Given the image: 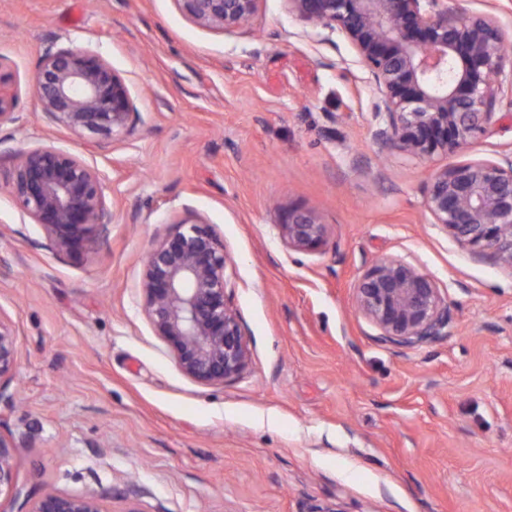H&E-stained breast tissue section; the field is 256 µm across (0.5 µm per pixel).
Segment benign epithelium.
<instances>
[{
  "label": "benign epithelium",
  "mask_w": 512,
  "mask_h": 512,
  "mask_svg": "<svg viewBox=\"0 0 512 512\" xmlns=\"http://www.w3.org/2000/svg\"><path fill=\"white\" fill-rule=\"evenodd\" d=\"M200 27L245 32L260 0H177ZM288 13L341 36L366 74L381 149L429 159L463 152L492 132L497 110L512 109V51L491 13L448 8V0H285ZM0 73V125L14 121L15 96ZM42 112L54 123L98 145L141 121L125 80L97 51L48 48L33 76ZM102 173L81 156L54 146L17 153L10 193L44 234L56 257L103 244L114 218L105 202ZM433 223L476 256L512 268V150L495 159L436 169L424 186ZM146 255L143 311L152 331L175 356L185 376L205 386L241 375L250 350L226 298L230 259L211 225L182 220ZM328 227L306 210L288 213L282 237L288 248L314 252ZM354 302L378 331L377 340L413 347L450 335L448 296L409 263L385 258L367 267ZM19 332L0 317V401L21 358ZM17 446L0 437V498L17 502ZM106 512L93 493L46 492L28 511Z\"/></svg>",
  "instance_id": "7a95c632"
}]
</instances>
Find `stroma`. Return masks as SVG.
<instances>
[{"label": "stroma", "instance_id": "stroma-1", "mask_svg": "<svg viewBox=\"0 0 512 512\" xmlns=\"http://www.w3.org/2000/svg\"><path fill=\"white\" fill-rule=\"evenodd\" d=\"M99 51L143 122L103 148L52 124L32 77L49 45ZM0 315L21 360L0 403L30 498L107 512H512V269L463 249L424 206L446 156L380 150L363 70L338 35L261 0L248 32L176 0H0ZM52 145L105 176L115 218L58 258L9 194L17 151ZM308 210L316 252L281 226ZM211 224L250 363L187 378L142 309L144 257L173 222ZM381 258L448 296L452 334L377 341L353 302ZM328 227L317 215L306 210H295L288 214L282 224V237L289 249L300 252H314L327 241ZM17 512H107L104 510L103 498L94 493L65 495L46 492L34 502L30 510Z\"/></svg>", "mask_w": 512, "mask_h": 512}]
</instances>
